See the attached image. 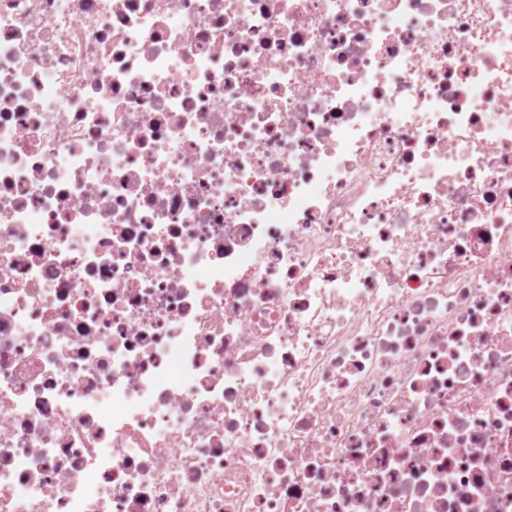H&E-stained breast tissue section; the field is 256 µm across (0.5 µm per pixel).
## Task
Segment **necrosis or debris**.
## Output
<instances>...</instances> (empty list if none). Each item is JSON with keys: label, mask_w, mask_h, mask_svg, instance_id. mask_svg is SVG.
Listing matches in <instances>:
<instances>
[{"label": "necrosis or debris", "mask_w": 512, "mask_h": 512, "mask_svg": "<svg viewBox=\"0 0 512 512\" xmlns=\"http://www.w3.org/2000/svg\"><path fill=\"white\" fill-rule=\"evenodd\" d=\"M0 512H512V0H0Z\"/></svg>", "instance_id": "necrosis-or-debris-1"}]
</instances>
